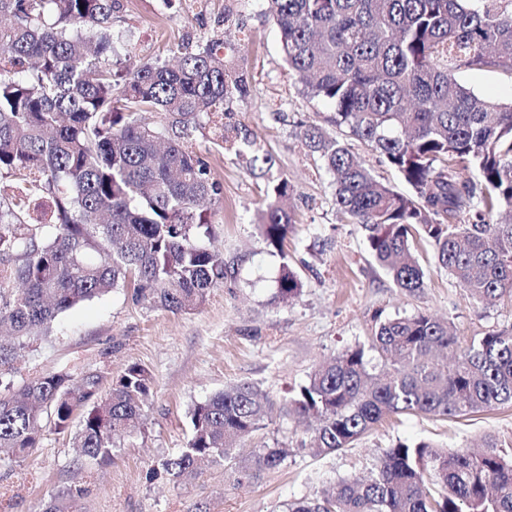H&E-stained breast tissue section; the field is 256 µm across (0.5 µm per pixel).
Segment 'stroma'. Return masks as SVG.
<instances>
[{
  "label": "stroma",
  "instance_id": "stroma-1",
  "mask_svg": "<svg viewBox=\"0 0 512 512\" xmlns=\"http://www.w3.org/2000/svg\"><path fill=\"white\" fill-rule=\"evenodd\" d=\"M112 30L125 68L181 47L224 42L249 78L246 98L234 102L226 121L273 162L216 152L198 132L190 140L224 186L221 200L206 210L229 275L205 305L175 314L118 288L67 311L50 336L23 352V379L93 372L105 392L138 363L150 372L153 393L142 425L115 438L109 459L82 456L73 430H56L47 419L26 457L0 451V512H40L75 485L85 490L76 512H288L289 504L327 485L368 476L382 450L401 441L478 448L491 437L512 456L510 404L445 420L404 414L348 448L317 454L304 447L308 423L286 405L316 366L345 348L368 346L379 323L398 315L425 312L448 321L463 345L512 330V297L474 303L425 243L419 292L395 288L375 265L359 225L336 208L330 172L302 144L306 125L325 124L331 108L293 79L269 0H119ZM279 178L291 185L286 205L296 221L282 255L257 229L267 186ZM285 263L302 283L289 300L278 299L275 288ZM238 382L270 401L260 428L241 439L232 459L201 463L178 482L160 473L162 462L187 445L189 410ZM274 447L289 451L278 469L244 472L241 458Z\"/></svg>",
  "mask_w": 512,
  "mask_h": 512
}]
</instances>
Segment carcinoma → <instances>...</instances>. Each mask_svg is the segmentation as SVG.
I'll return each mask as SVG.
<instances>
[{
    "label": "carcinoma",
    "mask_w": 512,
    "mask_h": 512,
    "mask_svg": "<svg viewBox=\"0 0 512 512\" xmlns=\"http://www.w3.org/2000/svg\"><path fill=\"white\" fill-rule=\"evenodd\" d=\"M288 69L304 91L328 101V123L363 142L412 189L375 179L346 142L318 125L303 134L333 177L334 200L360 226L371 256L396 287H425L416 244L472 299L512 296V101H492L457 80L462 69L512 77V0H273ZM117 0H0V178L17 193L0 198V448L17 456L37 447L41 420L70 428L75 446L104 458L114 436L139 424L152 377L133 363L96 400L99 378L75 382L64 371L14 387L15 363L67 310L117 288L133 289L172 313L205 304L228 275L206 241L212 224L199 210L223 185L189 140L237 156L253 150L224 123L248 92V76L221 47L182 51L114 68ZM156 112L150 125L140 113ZM290 185L267 187L258 230L283 251L293 215L281 205ZM50 210L34 215L33 203ZM277 295L301 281L283 264ZM376 354L382 376L369 369ZM355 346L316 367L289 411L316 421L309 447L347 448L393 414L461 417L512 404V331L462 347L455 327L425 313L379 324L369 348ZM264 396L240 383L196 404L192 435L163 463L177 482L203 459H226L259 428ZM287 448H263L246 467L272 470ZM84 489L71 487L42 512H73ZM288 512H512V459L494 439L473 453L429 442L386 448L374 472L342 481Z\"/></svg>",
    "instance_id": "carcinoma-1"
}]
</instances>
